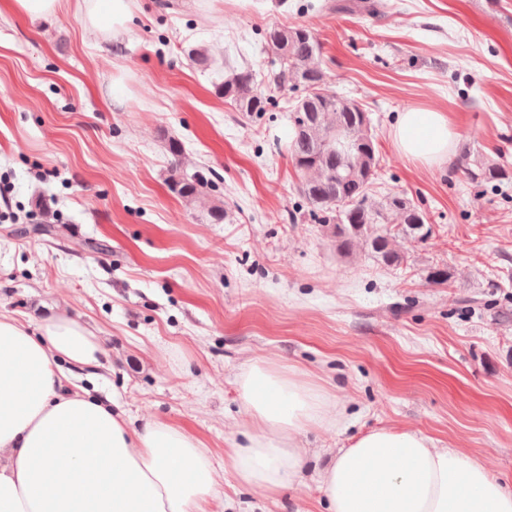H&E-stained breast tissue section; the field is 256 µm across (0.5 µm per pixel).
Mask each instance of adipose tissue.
<instances>
[{
    "instance_id": "ef3b65f1",
    "label": "adipose tissue",
    "mask_w": 512,
    "mask_h": 512,
    "mask_svg": "<svg viewBox=\"0 0 512 512\" xmlns=\"http://www.w3.org/2000/svg\"><path fill=\"white\" fill-rule=\"evenodd\" d=\"M86 25L116 31L130 0H76ZM400 150L427 164L452 154L457 133L441 112L410 109L395 128ZM101 342L78 320L45 319L31 335L0 315V512H209L222 494L200 439L167 422L132 426L111 404L70 391L58 364L99 365ZM238 394L244 441L230 440L224 469L243 486L275 494L301 471L298 438L324 425L326 396L260 358ZM330 512H512V490L481 462L435 447L411 428L385 427L338 449L320 474Z\"/></svg>"
}]
</instances>
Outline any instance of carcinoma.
<instances>
[{
    "instance_id": "carcinoma-1",
    "label": "carcinoma",
    "mask_w": 512,
    "mask_h": 512,
    "mask_svg": "<svg viewBox=\"0 0 512 512\" xmlns=\"http://www.w3.org/2000/svg\"><path fill=\"white\" fill-rule=\"evenodd\" d=\"M265 42L279 65L274 83H299L311 91L309 103L289 110L292 128L288 145L295 168L304 174L300 195L314 220L333 225L336 250L348 256L355 243L365 246L371 257L388 268L398 267L403 256L392 247L387 225L396 224L404 234L423 239L429 233L425 218L405 195L372 193L380 166L375 135L367 112L354 101L324 89L322 46L306 27L273 28ZM224 100L241 112H264L268 104L258 89L255 75L247 67H224L219 86ZM473 182L509 177L505 166L490 160L466 168ZM170 191L186 202L202 193L203 182L177 174L172 169Z\"/></svg>"
}]
</instances>
